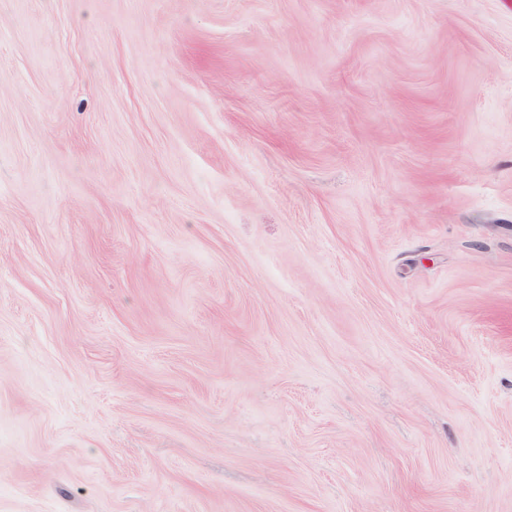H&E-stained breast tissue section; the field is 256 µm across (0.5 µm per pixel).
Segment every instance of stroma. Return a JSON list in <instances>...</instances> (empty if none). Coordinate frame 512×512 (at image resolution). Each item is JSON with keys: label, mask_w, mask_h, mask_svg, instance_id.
Wrapping results in <instances>:
<instances>
[{"label": "stroma", "mask_w": 512, "mask_h": 512, "mask_svg": "<svg viewBox=\"0 0 512 512\" xmlns=\"http://www.w3.org/2000/svg\"><path fill=\"white\" fill-rule=\"evenodd\" d=\"M0 512H512V0H0Z\"/></svg>", "instance_id": "stroma-1"}]
</instances>
